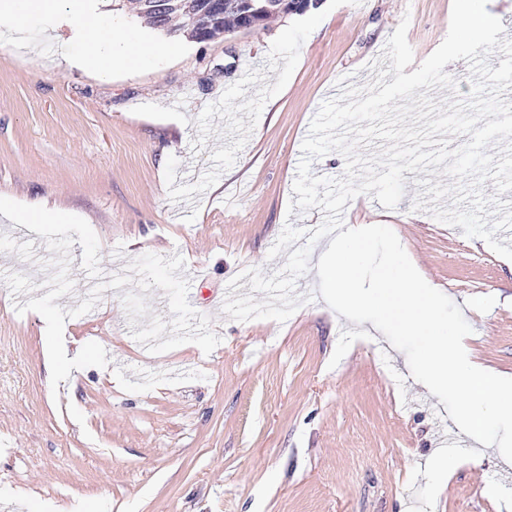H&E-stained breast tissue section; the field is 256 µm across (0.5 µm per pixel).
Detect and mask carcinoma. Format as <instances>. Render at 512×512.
Instances as JSON below:
<instances>
[{"instance_id":"obj_1","label":"carcinoma","mask_w":512,"mask_h":512,"mask_svg":"<svg viewBox=\"0 0 512 512\" xmlns=\"http://www.w3.org/2000/svg\"><path fill=\"white\" fill-rule=\"evenodd\" d=\"M137 2L139 14L147 24L165 31L170 36L183 35L196 42L214 40L224 32L236 29L243 23L255 30L265 27L274 18L300 14L295 5L297 0H279L282 8L275 13L258 10L262 0H210L216 6V11L203 18V21L206 22L203 29L194 30L185 22L184 18L180 17L178 10L158 19L145 13L144 0H137Z\"/></svg>"}]
</instances>
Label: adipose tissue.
Returning <instances> with one entry per match:
<instances>
[{
    "label": "adipose tissue",
    "mask_w": 512,
    "mask_h": 512,
    "mask_svg": "<svg viewBox=\"0 0 512 512\" xmlns=\"http://www.w3.org/2000/svg\"><path fill=\"white\" fill-rule=\"evenodd\" d=\"M48 19L50 29L68 25L83 48L82 65L102 76L115 68H144L152 65L165 46L141 36L115 31L110 16L103 14L93 0H0V49L23 45L24 17Z\"/></svg>",
    "instance_id": "obj_1"
}]
</instances>
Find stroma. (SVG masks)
<instances>
[{
    "label": "stroma",
    "instance_id": "stroma-1",
    "mask_svg": "<svg viewBox=\"0 0 512 512\" xmlns=\"http://www.w3.org/2000/svg\"><path fill=\"white\" fill-rule=\"evenodd\" d=\"M97 6L172 54L104 78L59 57L78 52L70 29L52 42L39 18L27 21L39 56L0 51V197L85 219L114 274L146 253L181 255L189 303L221 342L209 354L192 343L150 353L133 334L152 316L171 320L163 290H107L70 318L65 341L100 343L108 366L52 390L44 319L17 314L28 296L4 277L41 284L53 254L0 218V512H512V463L467 441L384 335L360 339L316 297L325 241L296 281L311 300L285 323L231 320L204 294L235 278L263 300L243 271H279L286 255L268 252L284 225L323 219L287 210L321 103L374 81L371 62L388 69L381 54L402 18L422 63L448 32L452 0H323L205 43L167 39L127 2ZM403 177L396 209L361 195L345 222L390 227L462 307L471 359L512 376V261L413 210L416 175ZM446 435L461 440L460 463L435 487L425 462Z\"/></svg>",
    "mask_w": 512,
    "mask_h": 512
}]
</instances>
